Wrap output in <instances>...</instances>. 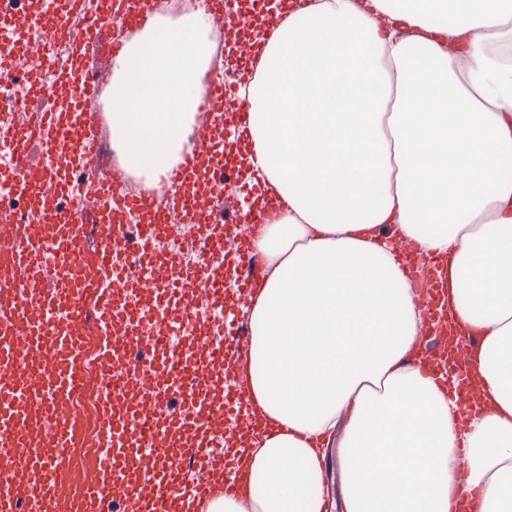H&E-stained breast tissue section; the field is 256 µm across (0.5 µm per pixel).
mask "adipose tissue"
Masks as SVG:
<instances>
[{
    "label": "adipose tissue",
    "instance_id": "obj_1",
    "mask_svg": "<svg viewBox=\"0 0 512 512\" xmlns=\"http://www.w3.org/2000/svg\"><path fill=\"white\" fill-rule=\"evenodd\" d=\"M250 50L235 131L277 215L250 241L256 430L230 442L251 481L205 512H512V0H275ZM404 240L482 337L469 405L413 362Z\"/></svg>",
    "mask_w": 512,
    "mask_h": 512
}]
</instances>
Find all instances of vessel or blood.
<instances>
[{
    "instance_id": "1",
    "label": "vessel or blood",
    "mask_w": 512,
    "mask_h": 512,
    "mask_svg": "<svg viewBox=\"0 0 512 512\" xmlns=\"http://www.w3.org/2000/svg\"><path fill=\"white\" fill-rule=\"evenodd\" d=\"M80 0H60V15L39 16L28 11L26 0H0V22L25 30L62 25L71 48L64 70L74 88L68 110L50 105L34 113L33 126H17L0 132V147L8 149L9 169L0 172L12 195L26 205L44 203L50 214L45 224L23 221L8 225L12 239L0 248V296H12L0 306V466L18 473L43 474L41 498L44 512H58L60 486L70 489L69 512H102L106 504L134 505L135 512H183L184 503L203 504L217 495L235 494L244 475L214 474L211 463L218 444L211 425L215 418L208 388L225 364L210 330L191 336L179 352L164 350L162 325L171 311L193 318V295L207 289L223 301L230 288L254 290L262 277L248 248H239L234 280L224 278V262L214 249L224 236L225 225L250 224V213L223 203L224 174L235 170L232 161L213 164L211 156L224 141V99L227 89L222 74H214L197 111L207 113L202 145L196 154L174 167L168 178V197L162 206L149 198L129 194L123 187L126 172L113 165L111 149L99 145L98 160L86 159L88 122L96 115V101L105 68L94 60L98 22L81 27L65 24V13ZM156 0H108L111 20L142 28L155 14ZM44 54L30 60L29 96H47L41 74L53 65ZM39 144L44 155L42 186L27 179L29 149ZM206 187L219 200L218 218L206 222L193 209L192 197ZM97 204L84 206V197ZM178 210L182 219L166 224L165 214ZM166 224L173 238L186 239L207 254V261L186 270L180 252L157 254L152 228ZM160 260L169 270L154 312L124 310L123 300L148 288L145 280H128L130 257ZM22 271L28 282L42 290L40 306L18 301L13 278ZM128 315L130 345L113 342L117 316ZM95 319L102 339L98 345L101 388L97 399L96 448L92 455L97 478L67 465L84 448V430L73 404L84 382L71 362L80 353L88 319ZM23 335L29 350L19 351L15 335ZM419 364L425 371L448 367V336L427 333L418 344ZM151 379L165 397V407L138 398L129 383ZM150 449L157 463L134 475L125 471L128 460L140 449ZM29 498L16 481H0V512H22Z\"/></svg>"
}]
</instances>
